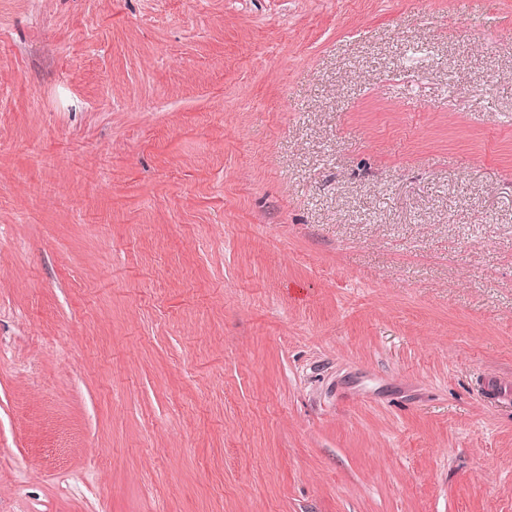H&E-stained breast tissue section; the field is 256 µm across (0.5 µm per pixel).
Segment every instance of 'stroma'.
<instances>
[{"label": "stroma", "mask_w": 512, "mask_h": 512, "mask_svg": "<svg viewBox=\"0 0 512 512\" xmlns=\"http://www.w3.org/2000/svg\"><path fill=\"white\" fill-rule=\"evenodd\" d=\"M512 0H0V512H512Z\"/></svg>", "instance_id": "obj_1"}]
</instances>
